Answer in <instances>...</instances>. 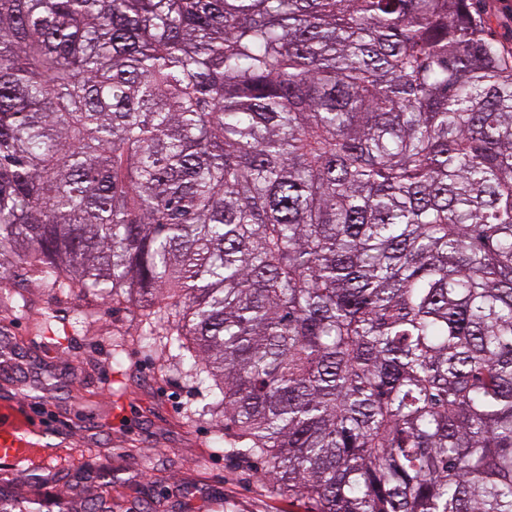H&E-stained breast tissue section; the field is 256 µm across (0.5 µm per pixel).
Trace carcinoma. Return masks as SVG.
<instances>
[{
    "instance_id": "1",
    "label": "carcinoma",
    "mask_w": 512,
    "mask_h": 512,
    "mask_svg": "<svg viewBox=\"0 0 512 512\" xmlns=\"http://www.w3.org/2000/svg\"><path fill=\"white\" fill-rule=\"evenodd\" d=\"M480 2L0 0V312L27 283L134 309L316 512H512V57Z\"/></svg>"
}]
</instances>
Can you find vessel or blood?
<instances>
[{
    "label": "vessel or blood",
    "mask_w": 512,
    "mask_h": 512,
    "mask_svg": "<svg viewBox=\"0 0 512 512\" xmlns=\"http://www.w3.org/2000/svg\"><path fill=\"white\" fill-rule=\"evenodd\" d=\"M46 427L32 417L25 406L12 401L0 402V474L16 478L19 459L33 452H41Z\"/></svg>",
    "instance_id": "1"
}]
</instances>
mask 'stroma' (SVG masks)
<instances>
[{
    "instance_id": "35a3bbf8",
    "label": "stroma",
    "mask_w": 512,
    "mask_h": 512,
    "mask_svg": "<svg viewBox=\"0 0 512 512\" xmlns=\"http://www.w3.org/2000/svg\"><path fill=\"white\" fill-rule=\"evenodd\" d=\"M29 293L28 314L11 316L0 335L9 347L0 394L51 416L68 437L61 454L77 444L111 456L113 512H313L309 500L271 488L259 461L215 441L204 389L132 342L113 346L114 330L136 336L134 313L97 300L100 322L68 329L57 347L32 333V318L73 316L84 299Z\"/></svg>"
}]
</instances>
